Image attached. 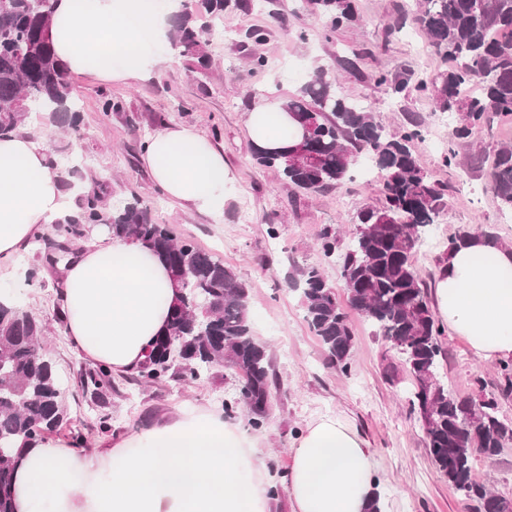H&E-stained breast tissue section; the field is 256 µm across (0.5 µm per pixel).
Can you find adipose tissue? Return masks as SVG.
<instances>
[{"label":"adipose tissue","instance_id":"ef3b65f1","mask_svg":"<svg viewBox=\"0 0 512 512\" xmlns=\"http://www.w3.org/2000/svg\"><path fill=\"white\" fill-rule=\"evenodd\" d=\"M168 30V17L153 14L147 0H59L51 27L69 71L124 82L154 74L162 59L144 35L164 42ZM246 129L267 150L301 135L281 102L267 98L255 103ZM143 160L170 202L223 223L232 176L205 135L169 126L150 138ZM69 211L46 144L26 133L0 138V263ZM178 293L148 245L99 231L65 264V334L113 373L135 370ZM434 296L450 335L465 337L483 359H512V245L486 238L460 245L436 268ZM291 456L292 512H364L379 487L372 448L341 417H312ZM256 467L254 446L225 423L222 409L179 411L91 455L52 437L38 442L18 465L15 503L17 512H268L267 489L250 476Z\"/></svg>","mask_w":512,"mask_h":512}]
</instances>
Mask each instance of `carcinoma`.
Here are the masks:
<instances>
[{"mask_svg": "<svg viewBox=\"0 0 512 512\" xmlns=\"http://www.w3.org/2000/svg\"><path fill=\"white\" fill-rule=\"evenodd\" d=\"M334 31L356 20V0H307ZM247 11L250 0H187L171 17L179 55L209 69V38L224 10ZM54 7L32 0H0V137L22 130L32 115L75 135L79 111L71 101L65 64L51 37ZM414 21L429 45L453 61L439 77L420 80L415 90L432 97L435 111L457 114L453 136L466 139L494 112L512 119V0H416ZM392 92L407 90L409 79L376 75ZM284 109L301 127V140L282 150L252 148L255 162L274 168L282 180L303 192L341 184L357 154L367 152L378 170L384 202L357 209L355 232L341 245L340 231L323 229L319 250L337 260L351 309L385 340L399 344L410 376V410L417 414L436 470L473 512H512V498L493 492L472 476L475 455L495 456L512 439V419L500 415L499 398L512 395V360L499 365L498 394L479 399L456 394L440 377L446 358L426 282L415 260L416 248L446 206L447 185L425 171L411 146L423 138L417 121L396 133L375 113L336 91V81L319 68ZM499 210L512 215V144L499 149L489 173ZM91 224H105L115 236L149 245L169 266L179 288L167 331L152 342L134 379L161 386L179 374L191 380L215 365L241 376L238 396L224 401L231 415L239 405L248 424L262 428L279 381L266 349L252 332L248 289L234 271L191 240H179L167 224L152 221L137 196L108 209L100 196L87 195L75 215L54 231L64 241L52 247L65 253ZM476 236L461 229L448 236L443 257ZM292 282L303 300L305 317L330 363L351 371L354 333L336 289L317 266L298 268ZM46 323L33 313L0 305V512H14L12 483L26 449L68 428L69 412L52 361L41 337ZM82 391L104 408L99 429L112 428L105 411L116 389L111 369L101 363L81 378Z\"/></svg>", "mask_w": 512, "mask_h": 512, "instance_id": "1", "label": "carcinoma"}]
</instances>
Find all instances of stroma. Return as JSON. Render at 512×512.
<instances>
[{
  "label": "stroma",
  "mask_w": 512,
  "mask_h": 512,
  "mask_svg": "<svg viewBox=\"0 0 512 512\" xmlns=\"http://www.w3.org/2000/svg\"><path fill=\"white\" fill-rule=\"evenodd\" d=\"M357 5L356 23L334 32L306 0H264L262 8L247 12L226 9L224 36L208 47V73L189 68L170 45L162 48L163 63L145 81L123 83L73 73L69 82L82 117L80 138L65 136L45 119L31 127L45 131L48 157L67 180L63 191L71 206L93 191L110 207L139 195L155 223L194 241L246 284L253 334L267 347L280 387L274 415L262 429L248 426L243 407L226 422L256 440L262 481L283 482L292 462L290 444L313 415H337L355 426L375 452L383 512H466L461 497L431 463L420 424L410 412L407 372L399 371L393 381L387 376L388 365L399 361L395 350L376 336L364 317L350 312L355 335L352 370L340 374L329 365L305 319L301 296L288 283L295 268L316 265L332 286L341 287L337 264L324 258L316 242L329 225L348 233L357 208L381 202L377 171L358 172L336 187L303 193L285 184L276 170L255 165L251 156L245 114L257 98H288L321 67L335 76L338 93L376 113L389 130L412 120L425 129L413 152L422 168L448 186L446 207L416 253L425 281H432L443 244L456 230L486 225L501 241L512 243V218L502 215L487 186L498 149L512 142V119L490 116L485 126L460 142L462 155L477 157L468 171L442 167L454 117L435 111L419 92L393 95L374 76L386 72L417 82L450 69L451 61L435 53L418 29L403 25L401 11L414 9L415 0H357ZM249 28L266 30V42L258 46L246 41ZM257 52L266 59L259 73L251 70ZM348 59L356 61V70H345ZM107 98L119 102L121 111H103ZM175 123L195 127L210 138L234 173L223 223L167 205L142 162L145 142ZM272 225L277 228L273 236L268 233ZM53 235L46 230L13 264H0V292L17 295L22 308L49 322L44 350L55 364L71 425L81 433L85 453L111 447L116 436L153 425L176 409L220 407L238 393L239 376L222 366L197 380L179 377L153 388L138 386L125 374L117 377L109 405L112 430L101 432L100 407L78 388L80 374L92 363L64 334L63 273L45 263L44 240ZM35 266L42 269L40 287L25 281L27 270ZM443 342L448 360L442 373L449 387L473 398L495 389V364L478 357L463 337L447 335ZM472 475L512 497V446L490 459L476 457Z\"/></svg>",
  "instance_id": "obj_1"
}]
</instances>
